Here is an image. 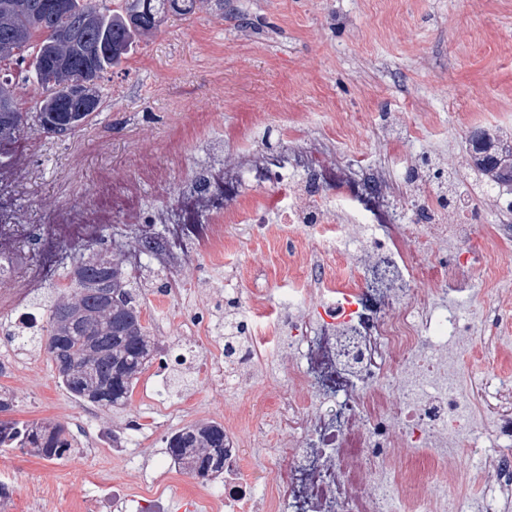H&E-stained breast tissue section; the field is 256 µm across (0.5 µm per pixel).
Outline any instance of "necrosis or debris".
Wrapping results in <instances>:
<instances>
[{"label":"necrosis or debris","mask_w":512,"mask_h":512,"mask_svg":"<svg viewBox=\"0 0 512 512\" xmlns=\"http://www.w3.org/2000/svg\"><path fill=\"white\" fill-rule=\"evenodd\" d=\"M321 168L312 156L278 155L269 166L270 196L245 206L225 201L214 237L223 238L225 225L245 222L260 231L273 221L332 225L331 235L313 240L315 252L345 259L352 278L376 273L386 304L368 314L359 290L342 292L327 277L272 296L283 308L316 309L310 334L301 317H289L292 369L287 386L272 396L268 424L284 437L287 463L257 490L248 457L233 437L236 421L226 420L224 484L207 495L212 512H473L461 491L468 477L445 444L451 439L459 448L483 447L485 436L474 424L480 412L494 418L497 450L485 456L478 482L512 495V384L503 383L493 400L478 401L463 390L459 367L446 359L449 333L474 324L463 304L447 301L471 282L460 254H448L442 242L472 236L474 225L448 223L454 205L442 196L430 199L416 221L397 206L388 223H377L354 196L324 188ZM165 177L150 155H141L137 180L123 186L129 223L141 220L142 186ZM109 218L105 209L85 217L54 208L42 221L77 242ZM55 253L45 237L0 209V308L22 328L40 325L25 297L58 278L62 263ZM282 341L247 337L230 355L240 371L223 378L225 388L246 387L263 350ZM399 448L433 457L436 469L420 475L395 469L391 459ZM425 481L438 485L442 501L416 492Z\"/></svg>","instance_id":"1"}]
</instances>
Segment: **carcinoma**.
Returning a JSON list of instances; mask_svg holds the SVG:
<instances>
[{
	"label": "carcinoma",
	"mask_w": 512,
	"mask_h": 512,
	"mask_svg": "<svg viewBox=\"0 0 512 512\" xmlns=\"http://www.w3.org/2000/svg\"><path fill=\"white\" fill-rule=\"evenodd\" d=\"M56 2L0 0V72L21 57L27 60V85L39 104L34 112L20 111L17 86L9 75H0V97L13 108L0 112V144L18 142L27 129L58 138L61 127L68 125L74 132L99 114L68 112V102L57 94L61 82L87 67L85 56L69 47L63 34L75 31L84 45L109 49L96 61L102 80L150 39L167 15H187L201 7L224 9V0H118L112 10L95 0H65L63 9L56 8ZM90 9L96 21L87 25ZM62 57L68 66L65 73L57 69ZM468 166L485 178L487 187L500 186L512 174V137L481 129L480 146L468 152ZM70 279V286L53 298L33 303L48 314V321L40 332L23 337V343L49 355L74 398L105 408L122 405L154 351L142 323V291L119 258L79 259ZM72 447L61 423L0 419V448H19L50 460L64 457ZM167 452L181 470L214 482L224 475V425L211 421L185 427L168 438Z\"/></svg>",
	"instance_id": "carcinoma-1"
}]
</instances>
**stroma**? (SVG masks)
<instances>
[{
	"mask_svg": "<svg viewBox=\"0 0 512 512\" xmlns=\"http://www.w3.org/2000/svg\"><path fill=\"white\" fill-rule=\"evenodd\" d=\"M102 87L105 107L90 125L61 139L27 136L25 167L0 205L33 224L52 207L88 215L103 206L113 210L111 224L79 254L105 255L116 243L140 251L143 315L157 351L128 402L104 408L72 397L45 351L9 340L0 313V356L18 359L0 372V391L15 399L14 419L59 422L74 439L64 460L0 450V512H133L149 493L164 512H188L206 486L169 468L167 437L237 413L261 418L270 390L287 384L291 360L284 347L262 362L273 375H258L230 398L223 381L187 365L175 368L164 392L151 386L165 360L188 345L185 324L205 319L209 336L223 337L226 294L284 292L336 271L281 224L261 234L251 224L225 225L221 263L213 265L207 243L218 201L183 207L180 187L202 167L216 174L241 167L243 145L276 153L335 139L324 187L358 196L379 220L387 197L352 175L354 159L365 157L370 167L411 158L445 163L453 194L469 203L491 237L512 246V214L496 206L467 166L470 129L512 132V0H224L220 12L204 7L168 16ZM287 118L311 125L303 135H275ZM255 123L271 128V136L255 138ZM143 152L169 173L143 192L144 215L172 208L179 223L131 226L122 219L123 201L112 185L134 177ZM106 173L111 182H103ZM152 234L195 248L181 264L159 268L143 249ZM468 275L477 284L469 299L473 317L482 318L488 304L512 315V268L484 288L478 269ZM184 285L194 291L189 303L165 296V288ZM466 346L497 363L489 372L482 362L469 364L471 377L491 387L512 381V333L494 338L478 327ZM243 437L257 483L269 482L275 433L250 427Z\"/></svg>",
	"mask_w": 512,
	"mask_h": 512,
	"instance_id": "35a3bbf8",
	"label": "stroma"
}]
</instances>
